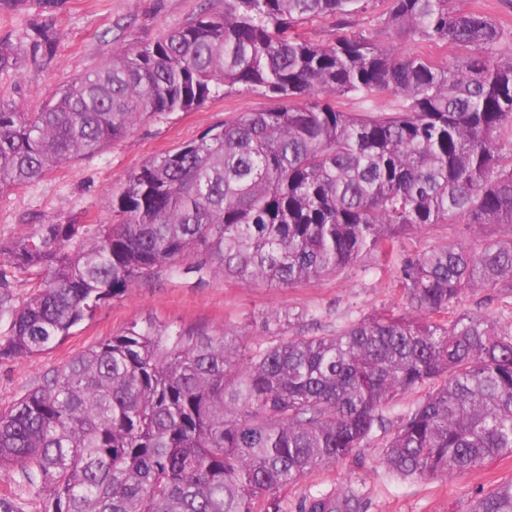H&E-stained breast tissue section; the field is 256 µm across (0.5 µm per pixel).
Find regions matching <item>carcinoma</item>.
<instances>
[{
  "instance_id": "carcinoma-1",
  "label": "carcinoma",
  "mask_w": 512,
  "mask_h": 512,
  "mask_svg": "<svg viewBox=\"0 0 512 512\" xmlns=\"http://www.w3.org/2000/svg\"><path fill=\"white\" fill-rule=\"evenodd\" d=\"M363 0H224L152 44L115 50L40 112L0 100V192L99 152L144 119L203 105L241 84L283 101L210 127L131 172L112 196L122 217L42 225L0 244L39 280L15 303L0 269V354L39 355L138 280L199 252L197 270L281 287L314 283L407 229L464 218L512 226V56L489 16L455 0H388L383 28L320 44L297 25ZM463 47L433 65L400 42ZM54 27L0 38V70L53 53ZM390 91L403 110H341ZM303 104L290 105L288 100ZM405 306L326 336L240 348L231 333L170 335L129 325L0 412V469L18 467L43 512H282L275 496L345 460L419 389L383 450L421 480L512 455V315L448 318L469 291L512 295V236L430 247L405 261ZM298 512H359L350 490ZM468 512H512V480Z\"/></svg>"
}]
</instances>
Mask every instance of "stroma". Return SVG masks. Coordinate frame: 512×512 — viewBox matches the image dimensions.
<instances>
[{
    "label": "stroma",
    "instance_id": "1",
    "mask_svg": "<svg viewBox=\"0 0 512 512\" xmlns=\"http://www.w3.org/2000/svg\"><path fill=\"white\" fill-rule=\"evenodd\" d=\"M206 6L220 10L224 0H62L51 18L58 33L54 54L23 63L17 70L0 71V99L20 112L40 111L52 94L110 58L113 50L153 43ZM386 11V0H365L363 10L346 21L327 17L297 26L296 31L313 42L328 43L341 31L378 29ZM278 105L277 98L237 85L198 108L143 120L104 150L53 168L27 186L0 192V241L21 233L39 234L50 221H74L90 230L118 223L112 194L130 172L156 155L199 139L214 124ZM511 233L504 225L460 221L435 224L421 232L409 230L391 255L368 254L318 282L290 288L202 275L194 270L197 257H189L174 270H159L106 301L49 351L28 358L0 355V412L53 379L73 357L132 322L151 323L172 333L234 331L248 344H269L296 334H331L376 312L400 310L402 266L425 248L445 243L479 247ZM275 313L280 316L276 322L271 319ZM422 397L417 391L394 402L385 413V427L376 429L368 443L346 460L318 468L282 488L277 498L283 512H298L308 495L343 489L358 495L362 512H466L479 494L512 480V456L442 480L389 473L380 462L383 446L398 417Z\"/></svg>",
    "mask_w": 512,
    "mask_h": 512
}]
</instances>
